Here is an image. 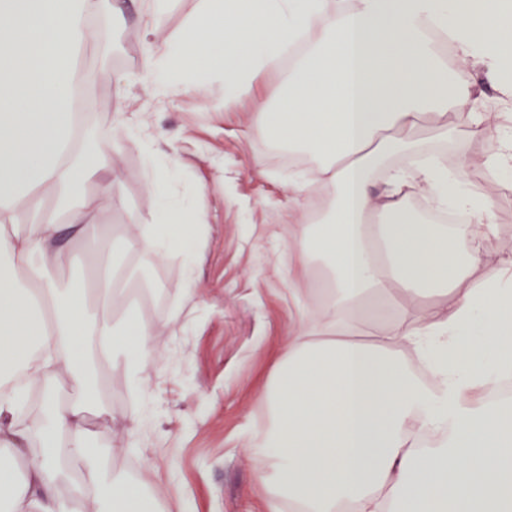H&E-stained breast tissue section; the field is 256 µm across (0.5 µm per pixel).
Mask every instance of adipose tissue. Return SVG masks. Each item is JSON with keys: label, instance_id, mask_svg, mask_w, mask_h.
Listing matches in <instances>:
<instances>
[{"label": "adipose tissue", "instance_id": "obj_1", "mask_svg": "<svg viewBox=\"0 0 512 512\" xmlns=\"http://www.w3.org/2000/svg\"><path fill=\"white\" fill-rule=\"evenodd\" d=\"M101 5L0 0V449L27 459L23 470L0 468L7 512H70L58 489L71 480V459L89 463L78 493L104 497L110 512L154 509L122 478L104 479L87 443L97 404L85 370L96 358L120 360L135 384L154 363L153 326L110 316L124 276L117 260L133 252L148 268L186 255L200 225L191 203L171 192L172 163L149 182L155 224L108 256L91 238L93 201L83 184L105 161L67 160L63 144L78 86L99 79L78 72L76 59L96 38L88 20ZM445 30L462 61L484 63L499 82L512 72V22L475 0H200L184 32L147 56L157 95H181L205 61L222 76L228 104L269 71L290 68L278 104H259L255 129L319 160L313 176L292 182L297 223L317 230L292 245L299 266L326 262L331 299L298 319L259 393L270 424L249 446L277 488L260 512H281L287 501L306 512H381L386 504L393 512H512V406L477 401L494 373L512 372V254L484 249L497 232L491 202L462 170L432 159L419 134L429 122L435 136L447 135L452 119L488 129L500 115L471 110L431 37ZM393 154L407 167L374 188V171ZM315 181L333 190L318 211L305 206ZM49 185L64 213L46 208ZM415 195L471 214L467 254L444 225L410 208ZM62 218L90 239L105 271L93 284L64 288L52 274ZM479 266L488 271L482 286L468 287ZM397 290L411 320L365 340L366 299ZM429 292L444 299L425 311L417 302ZM91 296L100 308L92 320ZM407 345L423 356L425 379L401 358ZM60 365L78 399L53 406L37 426H19L26 381L53 384L50 370ZM411 426L448 431L447 449L412 447ZM33 442L39 451L30 458Z\"/></svg>", "mask_w": 512, "mask_h": 512}]
</instances>
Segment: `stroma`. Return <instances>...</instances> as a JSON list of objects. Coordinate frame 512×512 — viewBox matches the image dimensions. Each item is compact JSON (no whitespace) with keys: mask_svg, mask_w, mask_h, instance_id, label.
Segmentation results:
<instances>
[{"mask_svg":"<svg viewBox=\"0 0 512 512\" xmlns=\"http://www.w3.org/2000/svg\"><path fill=\"white\" fill-rule=\"evenodd\" d=\"M198 4L171 0L157 25L148 23L140 5L124 18L107 17L109 45L97 40L77 55L78 71L102 73L78 104L82 126L68 148L80 152L89 123L110 160L111 195L102 194L99 180L87 186L104 243L155 222L148 182L171 158L178 163L173 192L190 198L207 226L191 264L175 257L150 269L118 305V315L155 325L156 361L138 387L125 366H96L102 411L91 416L89 428L107 474L142 487L164 512H256L275 491L260 478L248 448L269 420L258 393L297 304L312 307L324 297L318 269L301 272L288 246L300 230L289 177L314 163L275 147L252 126L256 104L275 102L284 71L268 72L230 105L222 78L213 74L175 99L153 94L145 79L146 50L181 34ZM119 110L142 133L158 137L155 161H147L134 139L115 135ZM499 136L458 127L431 144L448 167L466 166L469 181L493 201L498 231L489 246L512 253V182L483 165ZM300 279L305 288L296 296L292 285ZM172 313L178 321L165 326ZM132 457L134 470L126 465Z\"/></svg>","mask_w":512,"mask_h":512,"instance_id":"1","label":"stroma"}]
</instances>
